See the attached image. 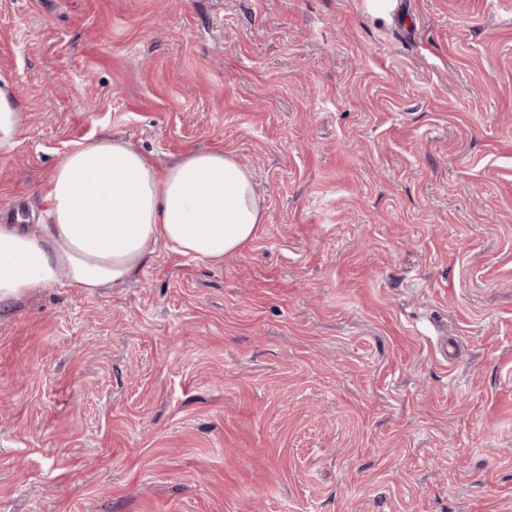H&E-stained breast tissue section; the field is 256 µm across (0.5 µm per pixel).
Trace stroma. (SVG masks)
Masks as SVG:
<instances>
[{"label": "stroma", "instance_id": "35a3bbf8", "mask_svg": "<svg viewBox=\"0 0 512 512\" xmlns=\"http://www.w3.org/2000/svg\"><path fill=\"white\" fill-rule=\"evenodd\" d=\"M0 73V224L112 135L267 208L0 312V512H512V0H0ZM28 115L17 98L12 80L0 74V157H10L19 144Z\"/></svg>", "mask_w": 512, "mask_h": 512}]
</instances>
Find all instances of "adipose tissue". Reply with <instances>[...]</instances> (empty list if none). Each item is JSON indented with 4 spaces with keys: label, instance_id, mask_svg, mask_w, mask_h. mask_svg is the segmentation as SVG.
<instances>
[{
    "label": "adipose tissue",
    "instance_id": "adipose-tissue-1",
    "mask_svg": "<svg viewBox=\"0 0 512 512\" xmlns=\"http://www.w3.org/2000/svg\"><path fill=\"white\" fill-rule=\"evenodd\" d=\"M27 122L14 83L0 74V157L13 155ZM46 198V223L0 224V310L63 283L87 294L124 287L162 245L221 264L266 220L252 176L234 156L197 151L161 169L114 137L66 152Z\"/></svg>",
    "mask_w": 512,
    "mask_h": 512
}]
</instances>
